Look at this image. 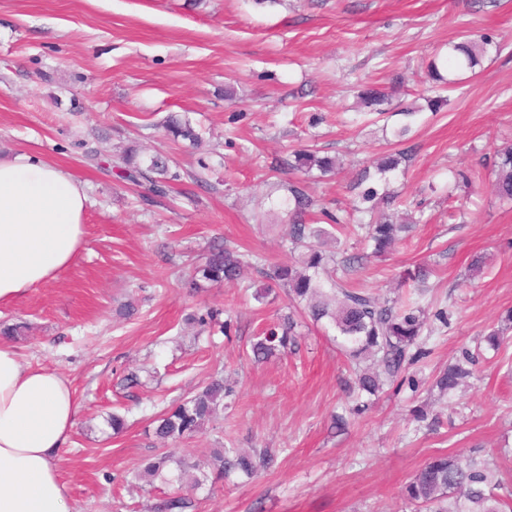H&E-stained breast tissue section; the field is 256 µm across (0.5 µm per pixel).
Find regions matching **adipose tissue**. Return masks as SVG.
<instances>
[{
  "label": "adipose tissue",
  "mask_w": 512,
  "mask_h": 512,
  "mask_svg": "<svg viewBox=\"0 0 512 512\" xmlns=\"http://www.w3.org/2000/svg\"><path fill=\"white\" fill-rule=\"evenodd\" d=\"M88 203L70 171L26 153L0 155V304L70 264L85 243ZM76 409L64 376L0 343V512H69L54 457Z\"/></svg>",
  "instance_id": "ef3b65f1"
}]
</instances>
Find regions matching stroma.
Listing matches in <instances>:
<instances>
[{
    "mask_svg": "<svg viewBox=\"0 0 512 512\" xmlns=\"http://www.w3.org/2000/svg\"><path fill=\"white\" fill-rule=\"evenodd\" d=\"M481 34L499 52L447 89L439 111L359 116L357 79L386 86L402 75L396 100L410 104L449 41ZM172 112L205 126L212 154L165 137ZM403 126L416 152L391 188L420 204L421 221L351 282L392 298L407 273L430 264L426 300L450 316L406 384L385 388L338 433L331 417L351 400L333 327L307 325L296 352L257 363L251 343L276 322L284 296L259 302L253 289L223 284L193 294L184 281L216 240L289 259L267 185L288 149L343 159L316 194L345 212L358 170ZM131 143L179 172L166 196L143 199L117 179L110 157ZM510 144L512 0H0V151L67 169L89 197L86 244L72 263L0 305V328L23 327L11 339L23 360L73 387L75 424L56 461L71 512H158L167 487L139 479L142 461L168 451L203 467L214 448H266L276 463L252 480L191 491L187 512H415L403 489L433 456L494 460L512 448V330L465 391L448 400L429 389L512 310V205L499 204L489 179L496 151ZM457 171L481 178L446 194ZM477 255L487 266L472 279ZM129 301L138 312L127 318L119 309ZM206 307L232 310L230 335L188 325ZM215 376L235 396L205 431L156 440L155 419ZM419 406L434 427L414 420ZM112 413L127 422L114 436L104 431Z\"/></svg>",
    "mask_w": 512,
    "mask_h": 512,
    "instance_id": "obj_1",
    "label": "stroma"
}]
</instances>
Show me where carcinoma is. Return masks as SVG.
I'll return each instance as SVG.
<instances>
[{
    "instance_id": "1",
    "label": "carcinoma",
    "mask_w": 512,
    "mask_h": 512,
    "mask_svg": "<svg viewBox=\"0 0 512 512\" xmlns=\"http://www.w3.org/2000/svg\"><path fill=\"white\" fill-rule=\"evenodd\" d=\"M492 47L493 41L487 36L448 43V49L455 54L457 76L475 73L476 66ZM430 70L436 82L434 90L439 92L432 100V106L437 108L444 102L441 92L452 81L440 74L436 64H431ZM395 94L393 87L387 90L366 85L357 98L369 112H414L409 106L393 108ZM162 127L166 136L186 141L195 149L204 142L200 131L179 115H168ZM410 160L409 150L389 152L373 167L366 166L358 173L354 188L360 187L362 191L353 202V211L357 213L354 230L363 238L365 246L372 248L371 253L362 250L344 257L338 251L323 250L328 240H337L333 229H344L349 222L342 215L324 209L321 210L324 224L310 219L316 199L306 181L299 179L288 183L286 193L276 198L277 209L288 225L287 241L292 251L299 252V257L275 263L262 255L215 242L204 260L193 267L188 287L199 290L210 283L235 286L242 281L246 270H253L263 281L262 289L255 293L256 299L267 297L276 287L283 289L288 298V313L251 344L255 361L266 360L275 352L297 344V317L303 312L316 324L327 321L341 337L351 372L348 389L359 398L379 395L385 385L395 382L408 366L426 354L423 335L432 332L430 316L416 300L399 296L388 298L377 292L352 288L344 278L336 276V271L345 274L363 267L371 257L386 255L403 234L419 223L411 212L405 213L403 218L397 212H388L395 202L389 184L400 172V166ZM112 166L118 178L133 183L151 197L166 195L169 183L178 177L171 171L168 157L147 155L136 145L120 147L113 156ZM283 166L323 180L335 175L340 163L336 156L322 155L318 150L295 149L283 161ZM493 167L492 187L496 198L512 203V147L497 151ZM222 314L225 319L221 321ZM188 320L203 329L217 326L226 336L233 327L229 309H208L189 316ZM478 359L479 354L464 350L459 358L438 372L432 386L443 396L456 393L465 380L474 375ZM233 395V387L224 379L211 380L157 419L155 437L163 442H176L197 434L224 405V399ZM171 463L176 465L172 471L168 469ZM273 464L274 455L266 448L256 449L251 454L223 449L214 454L211 462L212 483L224 480V475L230 471L252 476L258 469ZM188 468L185 460L162 454L146 460L139 478L150 482L159 478L165 483L195 490L203 480L198 477L186 480ZM503 488L498 467L481 458L472 457L463 462L458 456L446 453L432 457L413 475L405 486V495L410 503L425 512H512V499L499 494ZM189 507L191 501L175 493L164 499L161 512H185Z\"/></svg>"
}]
</instances>
